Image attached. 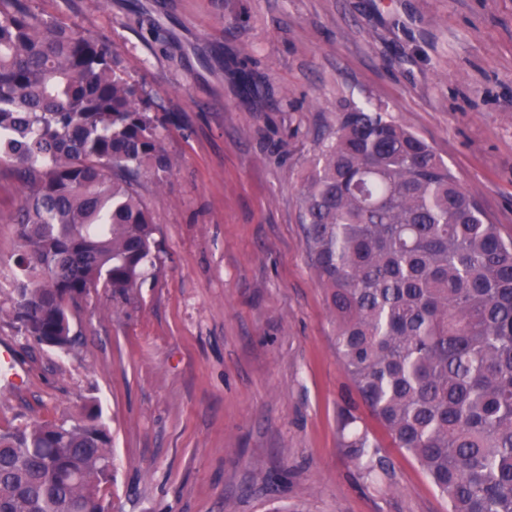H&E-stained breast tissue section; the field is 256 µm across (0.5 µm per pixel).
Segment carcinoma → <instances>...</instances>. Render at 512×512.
<instances>
[{
    "label": "carcinoma",
    "mask_w": 512,
    "mask_h": 512,
    "mask_svg": "<svg viewBox=\"0 0 512 512\" xmlns=\"http://www.w3.org/2000/svg\"><path fill=\"white\" fill-rule=\"evenodd\" d=\"M118 52L31 0H0V164L22 190L9 316L65 351L71 310L138 286L155 244L142 175L171 168ZM304 245L363 405L448 512H512V238L380 106L341 113L301 189ZM99 410L0 429V512H106ZM340 447L372 483L391 461L351 409Z\"/></svg>",
    "instance_id": "1"
}]
</instances>
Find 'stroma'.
Wrapping results in <instances>:
<instances>
[{
    "label": "stroma",
    "mask_w": 512,
    "mask_h": 512,
    "mask_svg": "<svg viewBox=\"0 0 512 512\" xmlns=\"http://www.w3.org/2000/svg\"><path fill=\"white\" fill-rule=\"evenodd\" d=\"M114 46L172 168L141 179L156 224L128 295L91 292L69 351L0 316L27 366L0 428L80 417L112 434L109 512H446L366 407L390 482L340 447L356 393L304 248L300 188L348 105L425 140L512 236V0H34ZM241 30L224 29L228 12ZM21 188L0 168V309Z\"/></svg>",
    "instance_id": "obj_1"
}]
</instances>
